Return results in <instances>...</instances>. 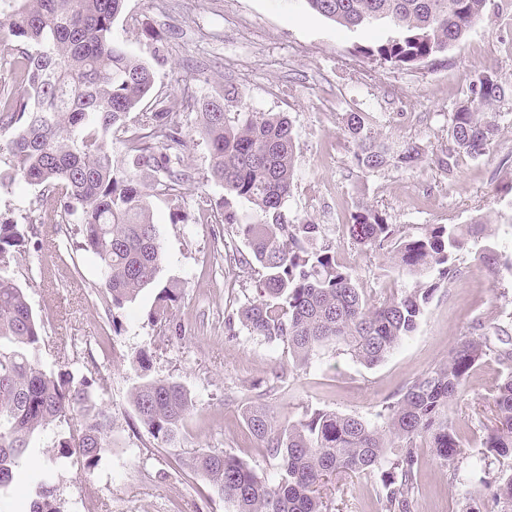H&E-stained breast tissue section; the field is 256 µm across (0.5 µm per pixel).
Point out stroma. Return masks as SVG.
<instances>
[{
	"label": "stroma",
	"mask_w": 512,
	"mask_h": 512,
	"mask_svg": "<svg viewBox=\"0 0 512 512\" xmlns=\"http://www.w3.org/2000/svg\"><path fill=\"white\" fill-rule=\"evenodd\" d=\"M391 32L385 21L343 27L304 0H124L114 25L115 38L153 66L155 96L193 105L225 91L227 113L288 114L296 163L286 213L324 225L338 260L373 296L413 282L395 280L387 253H366L340 239L337 225L363 204L385 211L410 236L429 224H467L484 216L490 244L512 256L511 100L498 107L497 137L478 157L457 156L450 175L427 161L411 171L361 172L341 123L343 113L370 112L391 145L447 146L449 117L472 79L492 72L512 83V0H486L482 20L448 55L425 67L395 69L356 54L357 46ZM197 125L196 111L185 110L184 159L196 179L187 185L181 209L162 197L151 201L164 253L158 280L179 292L178 336L148 320L156 289L142 290L120 310L101 299L98 264L78 250L76 226L50 222L52 199L35 187L0 186V220L29 229L31 242L13 270L44 324L41 363L92 377L97 402L112 416V446L90 474L76 461L56 459L57 427L37 434L13 484L0 490V512H28L43 481L60 512H232L189 460L202 450L226 451L277 482L278 459L245 423L252 402L265 403L291 423L317 410L372 421L383 403L446 362L472 325L512 322V273L491 277L467 250L460 279L434 292L416 331L378 365H361L334 346L299 364L287 344L250 335L234 318L252 300L258 271L232 269L224 259L244 243L224 224V191L209 178L210 150ZM142 350L149 356V377L177 381L193 399L171 448L158 446L130 404L140 380L131 359ZM501 373L494 359H485L450 406L448 422L460 440L453 466L440 464L421 443L412 512H500L497 478L512 470V458L485 463L484 441ZM381 495L377 470L333 474L322 489L326 512H382Z\"/></svg>",
	"instance_id": "35a3bbf8"
}]
</instances>
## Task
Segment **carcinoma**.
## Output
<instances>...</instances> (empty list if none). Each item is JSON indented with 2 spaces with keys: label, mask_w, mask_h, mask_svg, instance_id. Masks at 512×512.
I'll return each instance as SVG.
<instances>
[{
  "label": "carcinoma",
  "mask_w": 512,
  "mask_h": 512,
  "mask_svg": "<svg viewBox=\"0 0 512 512\" xmlns=\"http://www.w3.org/2000/svg\"><path fill=\"white\" fill-rule=\"evenodd\" d=\"M124 0H0V27L19 43L13 66L18 91L0 97V151L10 171L0 183L41 188L56 199L55 217L78 226L81 250L101 269L105 302L120 309L158 279L162 251L150 214V199L164 197L181 207L183 187L195 173L185 164L187 142L176 104L154 101L146 119H133L154 84L150 63L130 54L113 36ZM308 7L345 27L386 19L394 35L358 47L363 57L393 68L435 61L467 34L483 14L486 0H304ZM452 113L448 147L434 150L410 142L389 153L377 143L368 112L342 115L353 145L355 165L365 172L392 166L412 170L428 159L453 171L455 155L472 157L498 130L488 107L512 99V85L485 72ZM198 131L211 155V178L224 190V223L249 249L238 262L257 264L256 296L237 311L248 333L288 345L293 359L308 362L317 348L341 345L352 359L375 366L413 333L433 293L461 277L459 252L479 246L478 259L494 274L512 261L483 240L488 225L430 224L417 236L373 206L358 207L339 225L351 246L386 251L398 277L416 286L392 297L368 298L357 279L336 258L322 225L288 220L285 203L294 189L295 134L285 113L224 112V96L198 106ZM121 134L126 152L112 159L108 143ZM250 206V216L235 205ZM28 230L0 223V488L10 485L34 434L79 417V428L61 437L54 453L76 458L93 472L110 447L111 417L97 403L88 377L67 369L44 370L38 354L43 325L13 277ZM179 295L172 287L157 293L149 321L159 330L174 325ZM473 331L448 355V362L415 379L397 398L383 404L375 424L362 416L316 411L297 424H279L264 404L250 407V433L280 461V478L271 484L246 463L224 451H201L191 467L205 476L234 512H323L318 487L337 471L382 472L385 512H411L418 466L417 442L427 440L434 456L449 466L459 442L448 425V407L471 370L491 356L503 368L496 387V426L484 447L512 456V333L493 323ZM138 420L161 445L175 444L192 399L174 380L147 376L133 387ZM52 490L43 485L30 512H58Z\"/></svg>",
  "instance_id": "cac0c4a2"
}]
</instances>
